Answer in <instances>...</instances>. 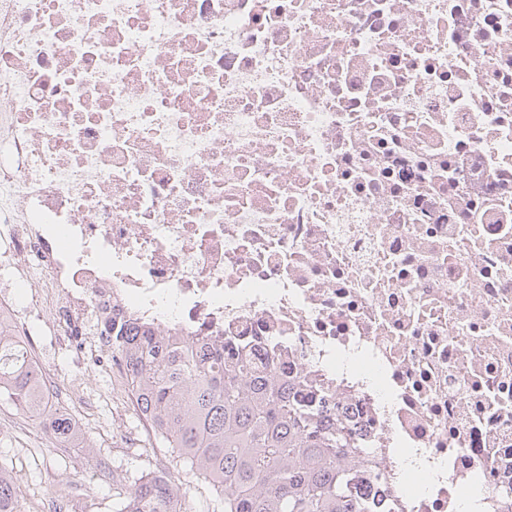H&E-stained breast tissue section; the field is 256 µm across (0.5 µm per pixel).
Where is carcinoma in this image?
I'll return each mask as SVG.
<instances>
[{
    "instance_id": "carcinoma-1",
    "label": "carcinoma",
    "mask_w": 512,
    "mask_h": 512,
    "mask_svg": "<svg viewBox=\"0 0 512 512\" xmlns=\"http://www.w3.org/2000/svg\"><path fill=\"white\" fill-rule=\"evenodd\" d=\"M112 346L128 365L139 412L155 423L162 447L203 476L224 512H371L357 490L367 460L341 421L297 393L274 371L253 368L249 353L218 355L202 343L112 323ZM0 395L35 418L50 417L66 444L81 429L48 406L41 372L0 320ZM180 488L143 474L129 483L119 512H178ZM19 488L0 466V512H19Z\"/></svg>"
}]
</instances>
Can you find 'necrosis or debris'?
<instances>
[{
    "label": "necrosis or debris",
    "mask_w": 512,
    "mask_h": 512,
    "mask_svg": "<svg viewBox=\"0 0 512 512\" xmlns=\"http://www.w3.org/2000/svg\"><path fill=\"white\" fill-rule=\"evenodd\" d=\"M0 305L246 349L385 512H512V0H0Z\"/></svg>",
    "instance_id": "4bbe7bcc"
}]
</instances>
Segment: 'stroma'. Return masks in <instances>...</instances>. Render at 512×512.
I'll return each mask as SVG.
<instances>
[{"instance_id": "obj_1", "label": "stroma", "mask_w": 512, "mask_h": 512, "mask_svg": "<svg viewBox=\"0 0 512 512\" xmlns=\"http://www.w3.org/2000/svg\"><path fill=\"white\" fill-rule=\"evenodd\" d=\"M84 380L99 395L94 406L71 414L91 437L86 449L40 446V421L0 397V420L21 424L20 430L0 433V463L13 471L20 490V512H36L40 497L62 481L82 489L83 495L76 505L78 512H117L116 479L146 474L156 467L150 443L116 437L112 429L115 408L104 397L109 385L107 374L89 373ZM90 454L104 460V469H86L84 459ZM163 465L186 490L190 512H221L218 496L208 481L189 472L173 454H166Z\"/></svg>"}]
</instances>
